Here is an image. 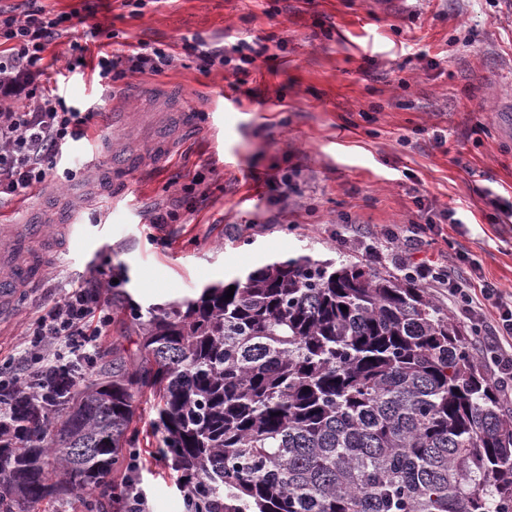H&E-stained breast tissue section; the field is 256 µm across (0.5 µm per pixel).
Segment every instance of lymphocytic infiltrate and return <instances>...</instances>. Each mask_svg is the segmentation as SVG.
<instances>
[{
  "mask_svg": "<svg viewBox=\"0 0 512 512\" xmlns=\"http://www.w3.org/2000/svg\"><path fill=\"white\" fill-rule=\"evenodd\" d=\"M71 20L67 13L49 15L38 0H27L19 16L0 11V205L45 183L59 149L76 139L92 118L38 82L45 51ZM183 49L196 54L202 68L219 64L234 74L268 52L267 46L245 40L239 41L232 57L220 49H200L195 42L184 43ZM173 61V53L159 47L117 50L100 58L99 75L115 80L128 69L159 74ZM399 263L422 286L445 291L454 316L485 329L490 376L512 398V294L484 280L475 263L465 270L432 259L414 262L407 256ZM111 323L97 287L72 289L27 328L26 360L1 363L0 381L23 380L34 368L50 371L68 354L95 358L99 339Z\"/></svg>",
  "mask_w": 512,
  "mask_h": 512,
  "instance_id": "obj_1",
  "label": "lymphocytic infiltrate"
}]
</instances>
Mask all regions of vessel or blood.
<instances>
[{
    "mask_svg": "<svg viewBox=\"0 0 512 512\" xmlns=\"http://www.w3.org/2000/svg\"><path fill=\"white\" fill-rule=\"evenodd\" d=\"M156 110V135L152 142V153L155 161L160 163L169 156L176 137L193 136L204 129L205 124L194 113L163 99L158 101ZM46 234L45 226L29 224L21 229L7 246L0 249V275L9 282L8 287L0 289V315L7 314L19 287L36 283L42 278L43 267H33L27 262L25 244L36 241Z\"/></svg>",
    "mask_w": 512,
    "mask_h": 512,
    "instance_id": "obj_1",
    "label": "vessel or blood"
}]
</instances>
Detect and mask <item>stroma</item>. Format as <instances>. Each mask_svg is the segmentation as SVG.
<instances>
[{
    "label": "stroma",
    "instance_id": "stroma-1",
    "mask_svg": "<svg viewBox=\"0 0 512 512\" xmlns=\"http://www.w3.org/2000/svg\"><path fill=\"white\" fill-rule=\"evenodd\" d=\"M41 3L81 19L42 62L67 105L142 112L165 90L213 116L215 130L176 141L159 165L150 135L113 134L112 146L146 161L115 187L100 185L84 142L70 144L29 199L0 209V225L35 218L56 228L69 211L83 230L68 246H42L43 278L0 318V359L82 282L117 312L195 299L208 284L298 254L395 271L360 243H337L340 224L376 233L433 219L443 232L424 236L421 254L467 257L512 292V218L503 212L512 206V0H146L136 11L123 0ZM192 38L228 48L256 40L275 55L235 76L202 70L181 53ZM107 42L168 46L178 57L163 73L116 81L68 71L75 45ZM293 166L299 191L280 198L273 178ZM196 176L198 194L185 196ZM162 204L179 205V223H152ZM448 209L456 226L444 223ZM135 406L148 508L185 512L176 472L148 453L154 401L143 394Z\"/></svg>",
    "mask_w": 512,
    "mask_h": 512
}]
</instances>
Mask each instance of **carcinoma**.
Segmentation results:
<instances>
[{"mask_svg": "<svg viewBox=\"0 0 512 512\" xmlns=\"http://www.w3.org/2000/svg\"><path fill=\"white\" fill-rule=\"evenodd\" d=\"M126 316L136 355L0 388V512L124 508L146 390L199 512H512V415L413 276L301 254Z\"/></svg>", "mask_w": 512, "mask_h": 512, "instance_id": "cac0c4a2", "label": "carcinoma"}]
</instances>
